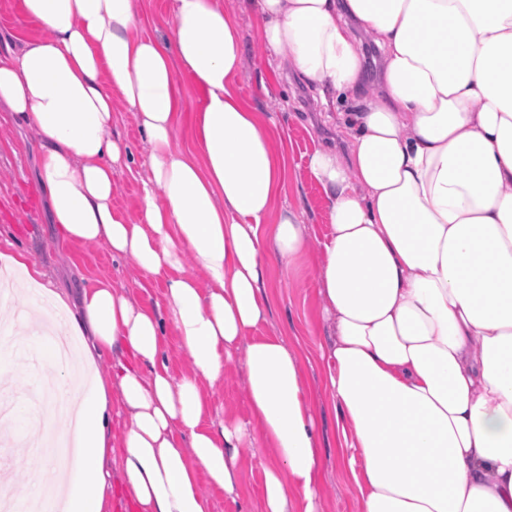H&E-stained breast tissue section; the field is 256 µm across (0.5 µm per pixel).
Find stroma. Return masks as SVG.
<instances>
[{"instance_id":"stroma-1","label":"stroma","mask_w":512,"mask_h":512,"mask_svg":"<svg viewBox=\"0 0 512 512\" xmlns=\"http://www.w3.org/2000/svg\"><path fill=\"white\" fill-rule=\"evenodd\" d=\"M243 39L249 62L239 83V91L257 111L273 117L286 144L290 146L289 167L294 186L307 199V219L314 230H321V191L307 170V156L315 147L341 146L333 124L323 122L315 102L316 91L300 80L279 75L260 82V71L268 63L254 38L249 16H242ZM38 150L34 131L19 128L12 113L0 110V256L26 252L43 272L44 283L78 298L81 288L100 278L114 285L133 287V260H112L109 249L100 243L63 244L51 233L46 201L34 184ZM274 288L270 302V320L266 333L282 334L297 345L303 365L311 378L320 372L322 326L314 282V259L306 257L294 267L273 264ZM26 286L12 283L8 302H0V357L9 361L11 370L0 373V400L9 399L25 419L35 420L46 410L49 400L40 386L52 382L53 375L39 360L35 340L16 318L22 308H34ZM213 419L223 418L225 410L243 415L247 412L241 380L234 368H227L222 382L208 391ZM317 414L325 440L322 472L328 498L326 512H352L349 494L338 480L340 450L337 446L336 418L326 400H318ZM32 450L25 439L0 437V471H6V488L16 498L29 488L34 471L28 464Z\"/></svg>"}]
</instances>
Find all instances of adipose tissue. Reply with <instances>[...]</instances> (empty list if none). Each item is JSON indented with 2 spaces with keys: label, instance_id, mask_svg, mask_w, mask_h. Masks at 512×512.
Masks as SVG:
<instances>
[{
  "label": "adipose tissue",
  "instance_id": "obj_1",
  "mask_svg": "<svg viewBox=\"0 0 512 512\" xmlns=\"http://www.w3.org/2000/svg\"><path fill=\"white\" fill-rule=\"evenodd\" d=\"M270 63L317 90L346 143L308 172L324 200L314 233L286 178L272 118L241 96L247 46L223 0H171L167 39L143 34V0H19L43 37L0 57V106L39 136L37 179L57 239L105 242L162 303L101 278L77 312L39 293L80 337L45 435L63 512H108L106 458L136 512H211L201 480L236 512H322L315 389L269 321L268 271L315 253L319 390L332 400L355 512H512V0H242ZM383 50L364 91L359 35ZM194 151L176 138L188 92ZM132 112L148 148L114 135ZM144 171L139 212L113 175ZM192 258L193 270L183 261ZM188 369L174 377L165 338ZM113 355L108 376L95 374ZM240 374L248 410L206 426L204 384ZM125 415L120 436L113 414ZM264 449L257 506L242 472Z\"/></svg>",
  "mask_w": 512,
  "mask_h": 512
}]
</instances>
